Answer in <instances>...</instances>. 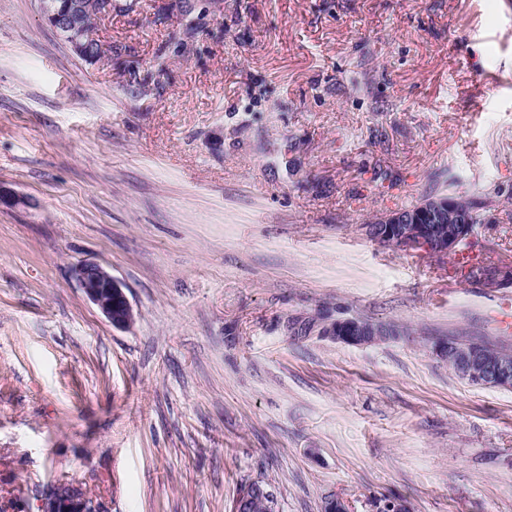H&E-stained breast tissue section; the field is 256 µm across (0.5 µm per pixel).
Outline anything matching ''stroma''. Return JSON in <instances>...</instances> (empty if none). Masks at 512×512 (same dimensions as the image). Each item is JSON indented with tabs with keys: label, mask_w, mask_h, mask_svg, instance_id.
<instances>
[{
	"label": "stroma",
	"mask_w": 512,
	"mask_h": 512,
	"mask_svg": "<svg viewBox=\"0 0 512 512\" xmlns=\"http://www.w3.org/2000/svg\"><path fill=\"white\" fill-rule=\"evenodd\" d=\"M77 58L0 0V512L74 484L100 512H512V390L432 353L505 345L512 0H114ZM487 202L453 256L363 224ZM81 262L134 307L118 329ZM335 315L409 335L296 336ZM80 288L86 298L117 328H130L135 322L134 309L123 285L96 263H83L76 269ZM248 486V497L239 495L234 504L235 512H278L277 501L265 484L254 481Z\"/></svg>",
	"instance_id": "stroma-1"
}]
</instances>
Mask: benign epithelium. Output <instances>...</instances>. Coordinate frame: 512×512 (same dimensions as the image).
I'll return each mask as SVG.
<instances>
[{
  "mask_svg": "<svg viewBox=\"0 0 512 512\" xmlns=\"http://www.w3.org/2000/svg\"><path fill=\"white\" fill-rule=\"evenodd\" d=\"M39 8L52 27L70 42L77 55L95 61L87 52L88 40L94 38V33L85 21L82 0H69L60 9L51 8L47 0H39ZM444 219L456 225L454 233L437 232L434 222ZM362 230L381 246H419L446 255L458 252L461 241L474 236L467 217L457 210L456 202L449 197L437 198L421 211L391 212L379 217L376 224L363 225ZM76 276L86 298L113 326L127 329L133 325L134 309L123 285L110 272L96 263L87 262L76 269ZM483 280L495 287L512 286V268L488 267ZM317 335L352 346L375 344L391 337L388 325L343 317L326 320L318 328ZM432 349L438 357H453V372L463 379L480 386L512 388V360L506 356L463 350L446 341L435 342ZM43 512H95V509L83 492L74 487L67 493L55 490L48 495Z\"/></svg>",
  "mask_w": 512,
  "mask_h": 512,
  "instance_id": "7a95c632",
  "label": "benign epithelium"
}]
</instances>
